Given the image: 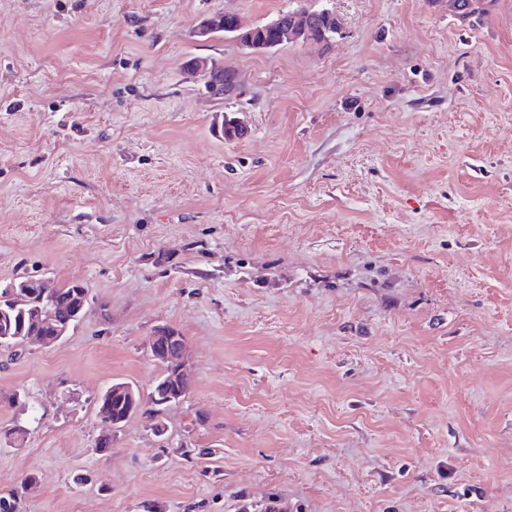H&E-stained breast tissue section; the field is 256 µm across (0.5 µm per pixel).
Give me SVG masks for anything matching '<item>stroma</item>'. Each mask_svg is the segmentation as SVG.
Returning <instances> with one entry per match:
<instances>
[{"instance_id": "obj_1", "label": "stroma", "mask_w": 512, "mask_h": 512, "mask_svg": "<svg viewBox=\"0 0 512 512\" xmlns=\"http://www.w3.org/2000/svg\"><path fill=\"white\" fill-rule=\"evenodd\" d=\"M302 9L338 34H196ZM28 276L89 303L0 350L22 512H512V0H0V284ZM162 325L187 396L109 429ZM219 19H223V24L220 27L221 21H219L217 27L224 30H220L218 33L225 32L227 34L224 35H232V37L244 46L252 49H270L283 44L285 41H288V39L291 40L295 38L296 32L301 28L306 27L307 15H295L291 22H288V18H278L269 25L270 28L266 27L270 22L256 25L259 29H257L255 37L263 40H255L250 31H243L246 29V26L237 14L225 11L220 15H215L211 18L205 19L198 26L196 31L197 35L204 38L211 37L210 35L216 31V20ZM271 29L276 33V38L274 40H272L274 38V33ZM310 20L309 37L303 34L300 38H308L314 42L325 41L330 34L337 33L340 28L339 21L333 15L323 11H308ZM182 338L175 328L161 326L148 337L146 347L152 360L162 365L168 364L172 378L186 385L189 384L186 372L187 353ZM107 390H108L109 397H107L106 404L100 406L98 415L101 418L108 421L112 425L113 429L118 428L120 426V423L122 421H124L127 418V416H129L133 411H135V413H137L142 409V407H143L142 394L140 393V391L138 389L134 388L129 383L116 382V383H113ZM111 397L120 399L122 402L126 401V407L120 401L112 400V411H111L110 410V406H111L110 398ZM125 408H126L125 416L115 415L112 417V413L113 414L123 413ZM132 415L133 414H131L128 418H130ZM126 420L124 422H126Z\"/></svg>"}]
</instances>
